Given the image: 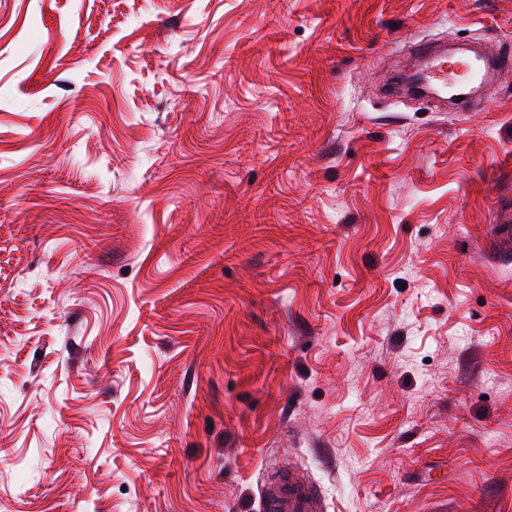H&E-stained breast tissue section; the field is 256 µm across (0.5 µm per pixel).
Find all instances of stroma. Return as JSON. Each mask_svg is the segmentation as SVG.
I'll return each mask as SVG.
<instances>
[{
  "mask_svg": "<svg viewBox=\"0 0 512 512\" xmlns=\"http://www.w3.org/2000/svg\"><path fill=\"white\" fill-rule=\"evenodd\" d=\"M512 0H0V512H512ZM452 64L453 62L451 61V58H448V56H439L435 58L431 70L427 73V81L440 89H452L455 87L461 81L447 85L448 69L451 70ZM267 512H317L320 497L312 485L292 478H279L268 483L263 490Z\"/></svg>",
  "mask_w": 512,
  "mask_h": 512,
  "instance_id": "obj_1",
  "label": "stroma"
}]
</instances>
